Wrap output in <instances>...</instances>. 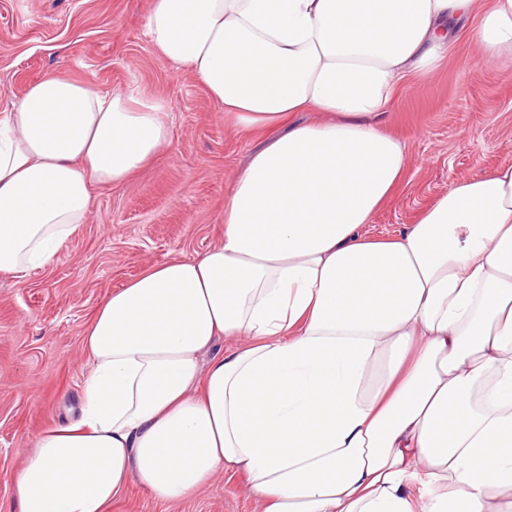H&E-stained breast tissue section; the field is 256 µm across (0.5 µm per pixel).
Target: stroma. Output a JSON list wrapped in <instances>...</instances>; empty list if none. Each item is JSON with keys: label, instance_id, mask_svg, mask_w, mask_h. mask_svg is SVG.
<instances>
[{"label": "stroma", "instance_id": "1", "mask_svg": "<svg viewBox=\"0 0 512 512\" xmlns=\"http://www.w3.org/2000/svg\"><path fill=\"white\" fill-rule=\"evenodd\" d=\"M151 0H0V113L58 70L101 93L134 89L169 106L168 145L123 185L92 192L86 224L52 265L0 274V512H20L14 477L42 431L79 415L88 360L82 331L106 295L148 264L203 254L224 234L235 175L263 141L225 124L187 67L145 35ZM470 27L423 85L404 79L383 122L410 166L367 230L414 223L454 180L512 164V66L482 63ZM109 512H261L237 475L215 474L170 503L130 483Z\"/></svg>", "mask_w": 512, "mask_h": 512}]
</instances>
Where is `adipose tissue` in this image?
I'll return each instance as SVG.
<instances>
[{"label":"adipose tissue","mask_w":512,"mask_h":512,"mask_svg":"<svg viewBox=\"0 0 512 512\" xmlns=\"http://www.w3.org/2000/svg\"><path fill=\"white\" fill-rule=\"evenodd\" d=\"M512 52V0H152L146 33L225 123L272 136L224 199V236L97 307L78 421L39 434L20 512L169 502L218 470L261 512H504L512 492V165L456 180L389 237L383 132L460 22ZM164 99L51 72L0 114V273L50 265L97 186L170 140ZM315 111L314 123H289ZM234 341L209 356L219 339Z\"/></svg>","instance_id":"obj_1"}]
</instances>
